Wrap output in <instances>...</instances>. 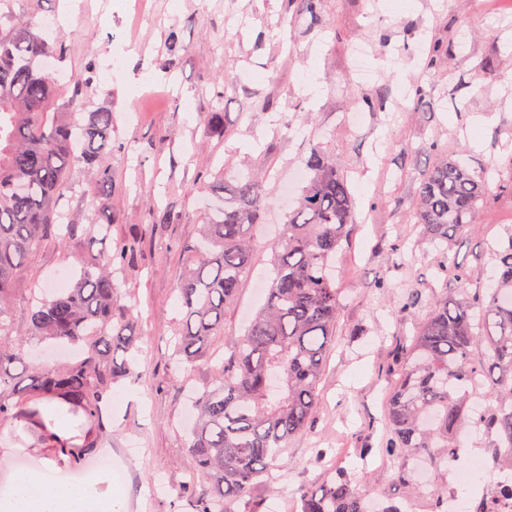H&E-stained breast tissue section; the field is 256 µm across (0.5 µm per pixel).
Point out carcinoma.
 <instances>
[{
  "instance_id": "obj_1",
  "label": "carcinoma",
  "mask_w": 512,
  "mask_h": 512,
  "mask_svg": "<svg viewBox=\"0 0 512 512\" xmlns=\"http://www.w3.org/2000/svg\"><path fill=\"white\" fill-rule=\"evenodd\" d=\"M33 20L0 27V339L14 332L8 302L18 270L41 242L93 240L111 218L61 224L59 201L73 166L91 170L106 191L112 172L101 159L112 152V113L80 112L83 86L68 106L58 104L57 82L45 61L62 47ZM411 202L421 238L446 244L477 226L490 192L489 174L477 175L438 143ZM310 175L288 207V220L267 245L273 275L265 304L237 336L224 337V353L210 352L224 331V313L248 277L257 251L255 228L265 208V177L242 174L229 185L219 179L224 205L204 214L199 237L181 246L178 283L183 319L170 358L174 376L201 360L215 361L209 386L198 395V414L188 448L197 472L208 480L196 512H239L258 481L269 475L288 440L311 428L326 359L336 343L340 290L333 261L357 228L347 176L324 143L311 145ZM132 259L121 242L101 262L94 258L62 293L36 296L23 331L41 343L82 342L86 356L59 369L43 368L0 344V422L20 420L44 430L41 404L56 398L67 413L99 417L111 385L133 371L128 354L141 339L138 325L116 306L115 273ZM494 285L478 297L433 298L432 307L403 353L387 403L385 453L398 462L394 478L414 491L405 463L425 454L436 462L457 455V435L469 412L466 386L488 387L495 410L476 423L491 436L492 468L512 473V227L490 252ZM31 373L33 389L12 383L10 366ZM300 512H368L346 472L322 487L303 491Z\"/></svg>"
}]
</instances>
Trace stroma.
Returning <instances> with one entry per match:
<instances>
[{"label": "stroma", "mask_w": 512, "mask_h": 512, "mask_svg": "<svg viewBox=\"0 0 512 512\" xmlns=\"http://www.w3.org/2000/svg\"><path fill=\"white\" fill-rule=\"evenodd\" d=\"M322 0L324 23L283 13L282 0H73L67 20L59 0H10L0 6V26L11 18L47 23L64 46L53 73L70 96L85 84L83 111L112 113V144L103 164L112 187L100 194L90 172L74 166L61 206L70 224L93 213L111 214L106 241L61 244L45 241L21 268L10 308L23 327L29 299L62 270L76 271L91 256L105 257L139 230V259L124 269L118 304L132 307L143 332L133 373L113 383L101 425L67 423L62 442L85 448L87 456L112 451V471L123 482V498L137 497L138 512H195L206 485L194 471L182 420L194 391L212 380L211 366L197 362L172 378L169 358L182 319L177 298L181 243L194 239L207 208L217 205L213 175L234 181L242 172L267 176L266 225L282 224V186L304 165L309 144L323 142L347 173L358 229L336 257L341 306L336 344L329 354L315 419L309 432L288 442L273 472L259 483L246 512H296L299 492L325 483L332 469H346L359 494L403 501L382 452V415L394 370L427 317L433 294L457 293L453 278L439 274L453 265L469 274L467 292H484L494 274L488 248L512 226V8L481 14L478 0ZM181 45L170 54V35ZM443 43L450 55L426 70L409 49ZM119 60L114 79L99 81L97 68ZM373 78L361 83L356 62ZM422 98L408 97L412 85ZM392 101L387 112H368L361 127L346 116L363 95ZM224 113V129L207 130L205 116ZM486 118L481 148H473L467 125ZM438 142L472 172L502 169L494 177L476 229L459 232L448 245H417L418 228L409 201ZM173 209L171 224L154 223V212ZM401 247L398 270L384 257ZM270 254L258 248L252 275L224 315V338L240 332L263 304L256 277L270 274ZM390 276L399 288L418 293L415 308L390 300L379 282ZM25 438L45 465L64 456L60 442L14 421L0 427V451Z\"/></svg>", "instance_id": "stroma-1"}]
</instances>
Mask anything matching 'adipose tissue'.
<instances>
[{"mask_svg": "<svg viewBox=\"0 0 512 512\" xmlns=\"http://www.w3.org/2000/svg\"><path fill=\"white\" fill-rule=\"evenodd\" d=\"M104 481L95 474L79 485L52 488L39 472H21L11 479V493L0 498V512H122L120 496L104 489Z\"/></svg>", "mask_w": 512, "mask_h": 512, "instance_id": "obj_1", "label": "adipose tissue"}]
</instances>
